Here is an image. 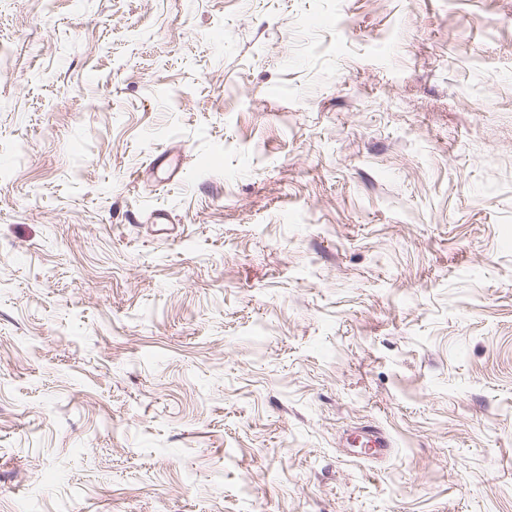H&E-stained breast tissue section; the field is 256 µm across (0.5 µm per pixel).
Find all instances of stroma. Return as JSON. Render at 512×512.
<instances>
[{
  "mask_svg": "<svg viewBox=\"0 0 512 512\" xmlns=\"http://www.w3.org/2000/svg\"><path fill=\"white\" fill-rule=\"evenodd\" d=\"M0 512H512V0H0Z\"/></svg>",
  "mask_w": 512,
  "mask_h": 512,
  "instance_id": "obj_1",
  "label": "stroma"
}]
</instances>
